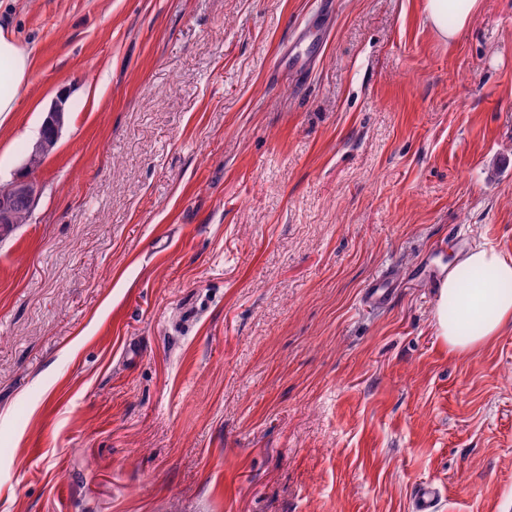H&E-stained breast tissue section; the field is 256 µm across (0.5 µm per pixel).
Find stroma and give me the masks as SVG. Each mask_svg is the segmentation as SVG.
I'll return each instance as SVG.
<instances>
[{
	"label": "stroma",
	"mask_w": 512,
	"mask_h": 512,
	"mask_svg": "<svg viewBox=\"0 0 512 512\" xmlns=\"http://www.w3.org/2000/svg\"><path fill=\"white\" fill-rule=\"evenodd\" d=\"M0 0L33 83L0 184V512H512V329L418 277L512 259V0ZM391 301L367 306L380 275ZM477 6L478 0H425V20L442 38L451 40L465 28ZM64 106L62 102L55 103L41 129L39 137L32 143L31 150L28 156L27 166L33 170L34 163L37 159L43 160L54 149L60 133L64 127ZM45 129L50 134L45 132ZM39 194L38 184L32 179H19L0 186V227L12 228L17 224L29 223L32 216L17 210L25 206L34 210V203ZM17 216V221H16ZM486 274L488 276H486ZM512 261L476 244L457 258L439 288L437 336L451 353L475 350L512 326Z\"/></svg>",
	"instance_id": "stroma-1"
}]
</instances>
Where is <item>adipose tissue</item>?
I'll return each mask as SVG.
<instances>
[{
	"label": "adipose tissue",
	"instance_id": "adipose-tissue-1",
	"mask_svg": "<svg viewBox=\"0 0 512 512\" xmlns=\"http://www.w3.org/2000/svg\"><path fill=\"white\" fill-rule=\"evenodd\" d=\"M478 0H424L427 23L444 39L468 24ZM33 78L30 52L0 26V123L17 111ZM436 332L449 352L475 350L512 327V261L477 244L456 259L438 292Z\"/></svg>",
	"mask_w": 512,
	"mask_h": 512
}]
</instances>
